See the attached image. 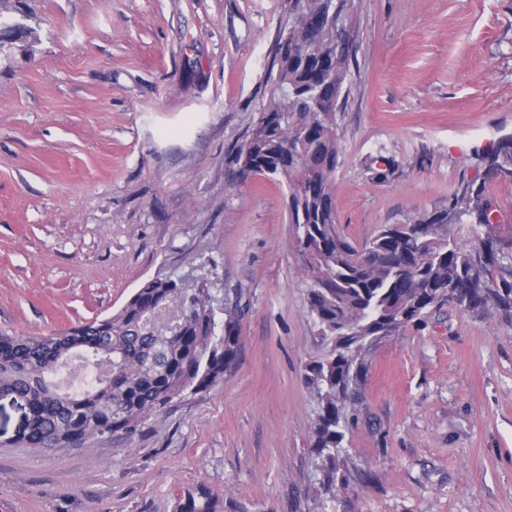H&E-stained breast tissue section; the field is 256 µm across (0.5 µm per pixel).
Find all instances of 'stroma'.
<instances>
[{
    "label": "stroma",
    "mask_w": 512,
    "mask_h": 512,
    "mask_svg": "<svg viewBox=\"0 0 512 512\" xmlns=\"http://www.w3.org/2000/svg\"><path fill=\"white\" fill-rule=\"evenodd\" d=\"M335 209L361 241L447 208L474 149L512 133V0H353ZM288 0H0V333L111 315L145 281L214 272L247 304L235 364L133 436L39 452L0 400V512H512V320L455 305L371 356L314 496L317 404L285 186L232 161L264 101ZM396 165L371 180L368 157Z\"/></svg>",
    "instance_id": "obj_1"
}]
</instances>
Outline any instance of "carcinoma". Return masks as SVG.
Masks as SVG:
<instances>
[{"label": "carcinoma", "mask_w": 512, "mask_h": 512, "mask_svg": "<svg viewBox=\"0 0 512 512\" xmlns=\"http://www.w3.org/2000/svg\"><path fill=\"white\" fill-rule=\"evenodd\" d=\"M352 35L336 40V28ZM288 28L313 35L293 48L287 34L274 45L265 102L233 162L255 175L285 180L288 220L306 284L309 316L323 353L304 366V383L317 402L311 453L319 498L350 488L343 456L345 429L369 371L367 356L409 326L427 322L445 304L479 318L512 313V238L495 234L496 206L486 184H512V134L475 150L481 174L458 183L444 210L407 224H385L357 242L338 227L334 205L339 164L338 113L349 97L358 31L352 0H291ZM373 178L392 175L390 160L370 158ZM484 229L485 251L461 237ZM212 271L198 288L180 278L155 277L115 314L43 337L0 335V396L29 406L24 443L43 452L77 448L86 439L134 435L143 419L188 393L224 378L240 351L243 292L208 297ZM84 357L112 361V374L78 392L55 382L58 370ZM180 512H215L207 491L190 496Z\"/></svg>", "instance_id": "obj_1"}]
</instances>
